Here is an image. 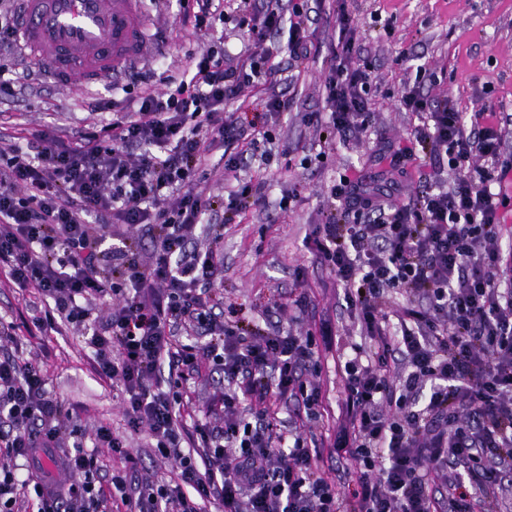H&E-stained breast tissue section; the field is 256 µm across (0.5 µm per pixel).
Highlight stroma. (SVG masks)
<instances>
[{
	"mask_svg": "<svg viewBox=\"0 0 512 512\" xmlns=\"http://www.w3.org/2000/svg\"><path fill=\"white\" fill-rule=\"evenodd\" d=\"M347 5L358 23L359 42L375 59L379 74L372 89L370 131L361 139L343 140L303 123L304 113L323 108V58H310L291 91L290 112L268 126V162H244L247 175L265 184L266 207L249 209L242 222L224 227V310L263 330L289 293L300 288L313 299L305 326L323 320L336 328L351 325L336 298L332 274L307 252L303 240L321 223L328 188L339 173L351 168L376 184L390 181L380 150L408 136L417 123L399 105L403 80L415 77L414 70L397 63L401 50H409L416 64L435 72L432 95L449 97L466 113L486 105L512 114V0H347ZM143 9L165 36L160 54L145 64L153 74L152 88L161 90L168 77L178 76L189 54L210 40L183 20L178 0H143ZM123 97L121 89L105 80L72 91L46 77L35 91L0 103V119L17 127L52 120L68 130L95 121L88 108L92 99L119 102ZM324 139L331 141L330 149H321ZM287 179L297 183L299 195L283 212L277 202ZM22 343L24 358L39 362L52 393L78 407L85 447H92L99 426H108L140 457L144 473L169 475L172 464L155 455L149 434L128 429L118 388L97 382L80 331H68L48 343L27 336Z\"/></svg>",
	"mask_w": 512,
	"mask_h": 512,
	"instance_id": "stroma-1",
	"label": "stroma"
}]
</instances>
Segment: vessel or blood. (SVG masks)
<instances>
[{"label":"vessel or blood","mask_w":512,"mask_h":512,"mask_svg":"<svg viewBox=\"0 0 512 512\" xmlns=\"http://www.w3.org/2000/svg\"><path fill=\"white\" fill-rule=\"evenodd\" d=\"M16 49L40 74L82 87L119 81L156 50L141 0H18Z\"/></svg>","instance_id":"obj_1"}]
</instances>
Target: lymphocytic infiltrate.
<instances>
[{"label":"lymphocytic infiltrate","mask_w":512,"mask_h":512,"mask_svg":"<svg viewBox=\"0 0 512 512\" xmlns=\"http://www.w3.org/2000/svg\"><path fill=\"white\" fill-rule=\"evenodd\" d=\"M325 0H238L237 26L254 48L230 57L209 46L190 57L173 88H145L128 72L127 108L96 127L57 135L51 126L0 136V269L39 297L42 336L91 326L97 378L119 383L131 430L148 429L172 461L167 480L128 491L126 471L103 476L78 441L77 408L54 397L42 367L4 351L0 327V512H503L512 488V252L502 247L512 195V118L406 87L403 110L419 120L391 166L406 173L424 151L419 186L390 189L340 174L308 246L334 276L360 342L341 373L333 429L324 427L321 349L343 348L329 325L277 326L254 334L225 320L224 273L214 218L265 203L263 183L240 175L270 134L229 111L261 90L263 116L290 109L268 42L287 34L302 62L320 46L312 13ZM334 39L322 79V111L308 124L360 138L373 114L378 74L361 56L356 25L334 0ZM224 147V187L201 185L205 153ZM111 224L144 227L149 256L127 245L111 276L101 258ZM206 243L194 241L196 228ZM221 386L205 419L184 420L186 384L202 372ZM292 399L294 419L278 405ZM320 444L310 445L316 429ZM72 438L63 446V438ZM62 448L61 476L45 484L39 452ZM350 463L351 487L327 463Z\"/></svg>","instance_id":"1"}]
</instances>
